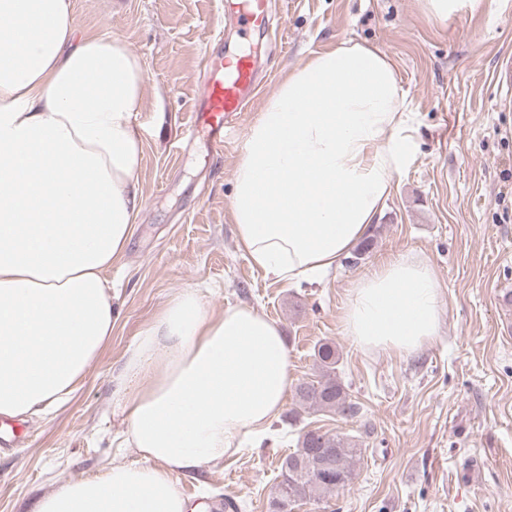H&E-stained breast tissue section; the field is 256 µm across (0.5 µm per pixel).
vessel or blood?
Segmentation results:
<instances>
[{"label":"vessel or blood","instance_id":"1","mask_svg":"<svg viewBox=\"0 0 512 512\" xmlns=\"http://www.w3.org/2000/svg\"><path fill=\"white\" fill-rule=\"evenodd\" d=\"M232 21L239 34L245 37L267 31L271 16L266 0H244ZM258 83L255 62L244 53L204 66L191 127L208 135L214 151L223 150L225 128L239 119L253 99Z\"/></svg>","mask_w":512,"mask_h":512}]
</instances>
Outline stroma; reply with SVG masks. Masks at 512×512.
I'll return each mask as SVG.
<instances>
[{
    "label": "stroma",
    "instance_id": "1",
    "mask_svg": "<svg viewBox=\"0 0 512 512\" xmlns=\"http://www.w3.org/2000/svg\"><path fill=\"white\" fill-rule=\"evenodd\" d=\"M82 31L112 32L140 55L148 79L134 123L143 139V208L125 255L107 276L115 310L112 341L58 410L23 421L0 450V512H34L65 480L133 463L120 448L124 418L109 376L167 297L200 289L207 308L248 304L276 320L296 382L314 379L319 345L335 346L337 375L359 418L305 412L276 420L261 447L244 444L222 466L180 478L186 498L239 512H269L279 463L302 427L358 437L355 478L321 504L293 512H512V101L497 73L512 63V0L438 23L419 0H268L276 38L253 43L263 83L250 125L289 69L353 39L395 63L415 128L412 163L401 174L373 244L355 265L287 285L255 269L238 246L231 214L242 142L215 153L192 132L202 57L242 41L223 24L221 0H72ZM181 136L187 149L169 150ZM417 253L434 268L446 308L442 333L416 354L362 350L340 317L353 282L391 256ZM478 481L461 476L473 464Z\"/></svg>",
    "mask_w": 512,
    "mask_h": 512
}]
</instances>
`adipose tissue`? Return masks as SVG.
<instances>
[{"instance_id":"1","label":"adipose tissue","mask_w":512,"mask_h":512,"mask_svg":"<svg viewBox=\"0 0 512 512\" xmlns=\"http://www.w3.org/2000/svg\"><path fill=\"white\" fill-rule=\"evenodd\" d=\"M147 72L109 34L80 32L70 0H0V415L60 408L112 340L107 270L143 206ZM393 61L344 40L295 65L249 125L233 177L238 245L290 284L365 238L412 159ZM434 268L396 256L360 276L342 329L361 349L412 354L441 333ZM293 383L280 326L256 308L210 312L172 293L112 378L136 463L66 481L38 512H196L178 479L261 442Z\"/></svg>"}]
</instances>
